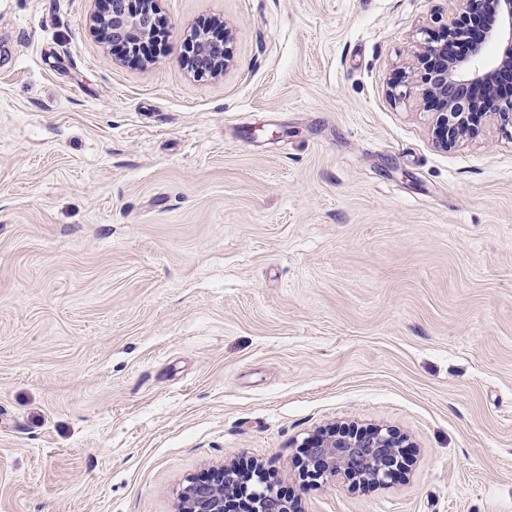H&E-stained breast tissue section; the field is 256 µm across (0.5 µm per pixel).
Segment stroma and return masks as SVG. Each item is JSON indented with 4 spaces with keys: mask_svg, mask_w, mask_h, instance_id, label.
Returning a JSON list of instances; mask_svg holds the SVG:
<instances>
[{
    "mask_svg": "<svg viewBox=\"0 0 512 512\" xmlns=\"http://www.w3.org/2000/svg\"><path fill=\"white\" fill-rule=\"evenodd\" d=\"M0 0V512H175L260 467L301 512H512V140L432 141L457 0ZM230 31L199 74L184 45ZM389 427V485L301 444ZM100 1L102 11L90 16L91 28L104 42L120 40L125 53L139 55L142 39L160 24L157 0H137L141 7L136 8L135 0H94Z\"/></svg>",
    "mask_w": 512,
    "mask_h": 512,
    "instance_id": "obj_1",
    "label": "stroma"
}]
</instances>
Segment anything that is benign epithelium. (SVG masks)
<instances>
[{
    "instance_id": "7a95c632",
    "label": "benign epithelium",
    "mask_w": 512,
    "mask_h": 512,
    "mask_svg": "<svg viewBox=\"0 0 512 512\" xmlns=\"http://www.w3.org/2000/svg\"><path fill=\"white\" fill-rule=\"evenodd\" d=\"M101 10L90 16L91 28L104 42H122L125 53H139L142 39L160 24L157 0H100ZM472 12L482 8L498 17V25L467 57L450 54L452 43L467 38L463 27L447 24L442 34L429 28L415 50L424 100L433 110V137L448 147L463 136L477 137L493 124L512 140V92L502 94L497 83L512 75V0H460ZM187 62L199 72H215L228 63L224 44L208 32H198L186 42ZM484 89L480 98L463 96L472 86ZM307 449L312 476L353 477L363 486L389 483L405 468L403 435L391 428L363 430L332 427L302 443ZM177 512H298L276 496L274 487L258 473L235 486V476L224 467L187 480L177 492Z\"/></svg>"
}]
</instances>
